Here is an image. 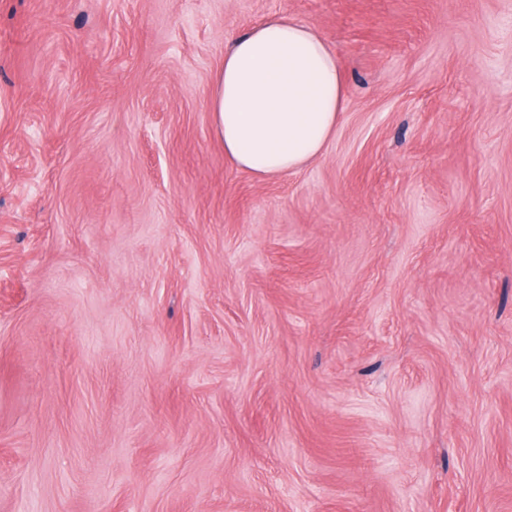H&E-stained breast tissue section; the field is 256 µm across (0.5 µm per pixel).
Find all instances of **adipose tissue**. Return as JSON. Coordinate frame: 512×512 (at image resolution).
<instances>
[{
    "mask_svg": "<svg viewBox=\"0 0 512 512\" xmlns=\"http://www.w3.org/2000/svg\"><path fill=\"white\" fill-rule=\"evenodd\" d=\"M345 98L335 54L313 27L282 12L228 41L210 110L225 158L267 180L322 154Z\"/></svg>",
    "mask_w": 512,
    "mask_h": 512,
    "instance_id": "ef3b65f1",
    "label": "adipose tissue"
}]
</instances>
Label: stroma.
<instances>
[{
    "instance_id": "stroma-1",
    "label": "stroma",
    "mask_w": 512,
    "mask_h": 512,
    "mask_svg": "<svg viewBox=\"0 0 512 512\" xmlns=\"http://www.w3.org/2000/svg\"><path fill=\"white\" fill-rule=\"evenodd\" d=\"M283 11L346 103L262 181ZM0 512H512V0H0ZM345 98L336 54L313 27L282 12L228 41L210 111L224 157L267 180L323 153Z\"/></svg>"
}]
</instances>
